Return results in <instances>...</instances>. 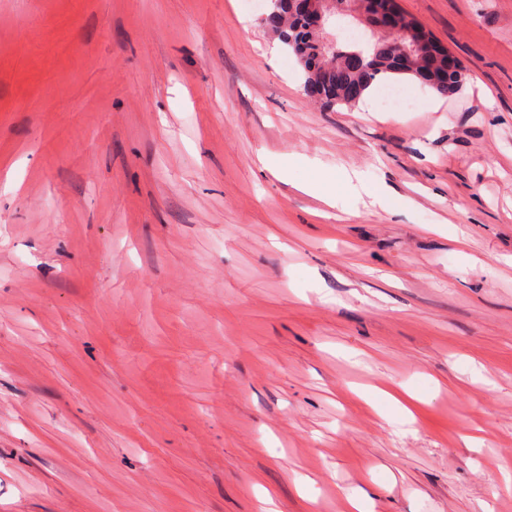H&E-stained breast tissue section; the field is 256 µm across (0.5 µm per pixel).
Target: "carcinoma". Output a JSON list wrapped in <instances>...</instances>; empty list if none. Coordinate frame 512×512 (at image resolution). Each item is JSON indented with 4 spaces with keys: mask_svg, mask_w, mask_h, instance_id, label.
Masks as SVG:
<instances>
[{
    "mask_svg": "<svg viewBox=\"0 0 512 512\" xmlns=\"http://www.w3.org/2000/svg\"><path fill=\"white\" fill-rule=\"evenodd\" d=\"M280 2L278 13L265 25L279 37L291 38L285 45L302 69L305 94L327 108L354 106L363 100L367 90L386 83L415 80L443 98L457 95L463 86L462 67L458 65L448 70L446 56L424 54L418 57L416 69L400 70L397 54L409 44L408 33L377 37V46L366 53L364 65L356 67L351 63L350 54L363 49L362 40H348L328 51L320 44V36L301 18L294 0Z\"/></svg>",
    "mask_w": 512,
    "mask_h": 512,
    "instance_id": "cac0c4a2",
    "label": "carcinoma"
}]
</instances>
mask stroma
Here are the masks:
<instances>
[{
  "instance_id": "35a3bbf8",
  "label": "stroma",
  "mask_w": 512,
  "mask_h": 512,
  "mask_svg": "<svg viewBox=\"0 0 512 512\" xmlns=\"http://www.w3.org/2000/svg\"><path fill=\"white\" fill-rule=\"evenodd\" d=\"M246 3L0 0V512H512V0H398L436 112ZM296 0H280L278 13L265 22V25L278 33L282 42L291 50L303 72L305 94L319 101L323 106L334 109L336 106L351 107L363 100V94L386 83H399L405 80L419 81L443 98L458 94L463 86V69L455 58L421 55L417 68L401 71L397 54L409 44L410 34L395 36L379 35L373 47L365 55L363 67L351 63L350 54L363 49L360 39L337 43L333 51H326L320 44V36L313 32L301 18L295 7ZM291 37V42H288ZM381 104L388 111L401 112L409 107L410 100L405 88L390 86L382 91ZM339 181L348 189L349 192L362 200L365 206H367V204L363 200L362 193L369 198L370 206L377 207L385 212H394L402 206H406V202L403 199L395 197L385 186H379L372 190H367L362 182V173L356 170H353L351 173L344 170L340 174Z\"/></svg>"
}]
</instances>
